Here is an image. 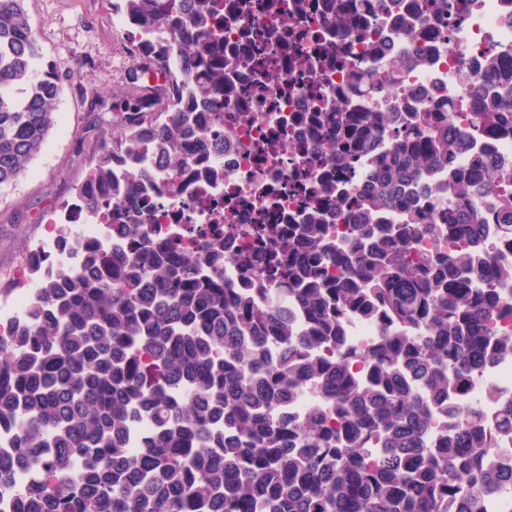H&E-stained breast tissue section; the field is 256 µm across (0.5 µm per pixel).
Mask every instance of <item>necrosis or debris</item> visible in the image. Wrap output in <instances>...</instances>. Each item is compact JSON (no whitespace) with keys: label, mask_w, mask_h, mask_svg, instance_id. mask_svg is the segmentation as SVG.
<instances>
[{"label":"necrosis or debris","mask_w":512,"mask_h":512,"mask_svg":"<svg viewBox=\"0 0 512 512\" xmlns=\"http://www.w3.org/2000/svg\"><path fill=\"white\" fill-rule=\"evenodd\" d=\"M224 107L233 121L212 137L223 153L207 160L223 171L214 186L190 180L169 166L158 180L173 184L177 205L156 211L165 240L195 250L193 224L218 225L224 240V281L257 288L245 255L262 246L263 235L279 239L289 225L336 226L327 194L364 195L380 156L390 155L385 137L368 152H356L336 167L326 156L329 113L347 118L404 111L416 103L439 112L445 126L465 130L467 140L453 158L469 165L474 150L487 148L492 164L512 171V136H487L478 122L482 109L474 83L512 92V70H489L491 60L512 61V0H223ZM376 71L394 79L380 83ZM422 207L435 223L467 203L448 190L440 170L422 194ZM105 212L94 221L76 219L67 244L50 241L38 252L41 264L63 267L80 244L100 239ZM512 395V357L486 369L465 402L494 413L496 393Z\"/></svg>","instance_id":"4bbe7bcc"}]
</instances>
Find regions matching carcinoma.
Wrapping results in <instances>:
<instances>
[{
	"instance_id": "obj_1",
	"label": "carcinoma",
	"mask_w": 512,
	"mask_h": 512,
	"mask_svg": "<svg viewBox=\"0 0 512 512\" xmlns=\"http://www.w3.org/2000/svg\"><path fill=\"white\" fill-rule=\"evenodd\" d=\"M24 2L0 0V186L42 150L62 91ZM121 2L148 62L112 103L96 100L99 146L61 206L66 222L142 191L175 202L146 168L118 194L112 161L138 158L147 139L188 170L224 120L215 4ZM480 118L489 135L512 131L505 112ZM401 119L427 126L423 143L395 142L414 182L446 165L459 197L496 191L503 174L480 160L451 168L461 136L438 113ZM387 121H363L358 144L378 143ZM351 139L336 117V165ZM381 168L362 210L395 181L399 167ZM402 204L408 223L348 224L336 240L324 224H295L267 257L260 277L288 294L299 334L271 299L224 283L223 243L182 252L130 207L118 239L85 244L72 267L32 265L28 314L0 335V430L12 436L0 488L22 486L13 512H484L485 496L512 487V398L489 419L461 396L512 355V261L479 225L451 212L433 224L411 192ZM351 315L377 325L372 343L346 344ZM307 383L324 405L300 422L276 416Z\"/></svg>"
}]
</instances>
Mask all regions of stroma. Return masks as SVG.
<instances>
[{
    "instance_id": "1",
    "label": "stroma",
    "mask_w": 512,
    "mask_h": 512,
    "mask_svg": "<svg viewBox=\"0 0 512 512\" xmlns=\"http://www.w3.org/2000/svg\"><path fill=\"white\" fill-rule=\"evenodd\" d=\"M28 20L45 61L70 76L55 125L26 172L0 189V312L16 295V271L43 245L62 201L72 199L98 147L91 93L76 74L104 80V99L128 86V50L112 27L110 0H26Z\"/></svg>"
}]
</instances>
